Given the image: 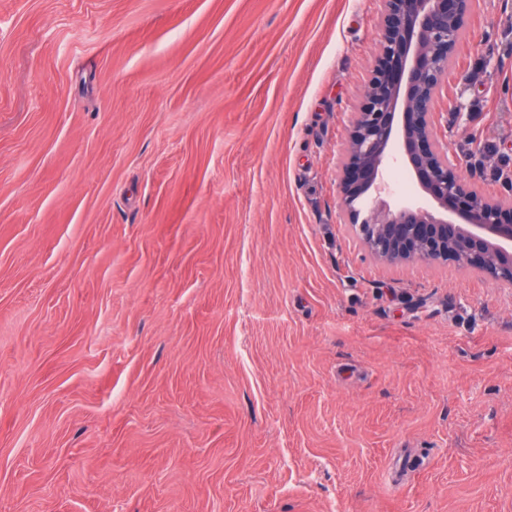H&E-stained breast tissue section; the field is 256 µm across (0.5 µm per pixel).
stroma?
Wrapping results in <instances>:
<instances>
[{"label": "stroma", "instance_id": "stroma-1", "mask_svg": "<svg viewBox=\"0 0 512 512\" xmlns=\"http://www.w3.org/2000/svg\"><path fill=\"white\" fill-rule=\"evenodd\" d=\"M377 0H0V512H512V285L341 213ZM436 134L512 168V0Z\"/></svg>", "mask_w": 512, "mask_h": 512}]
</instances>
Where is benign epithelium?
<instances>
[{"label":"benign epithelium","mask_w":512,"mask_h":512,"mask_svg":"<svg viewBox=\"0 0 512 512\" xmlns=\"http://www.w3.org/2000/svg\"><path fill=\"white\" fill-rule=\"evenodd\" d=\"M378 55L341 166L347 223L381 260L452 259L512 284V198L488 199L459 178L434 133L472 0H378ZM405 168L424 201L391 203V168Z\"/></svg>","instance_id":"7a95c632"}]
</instances>
